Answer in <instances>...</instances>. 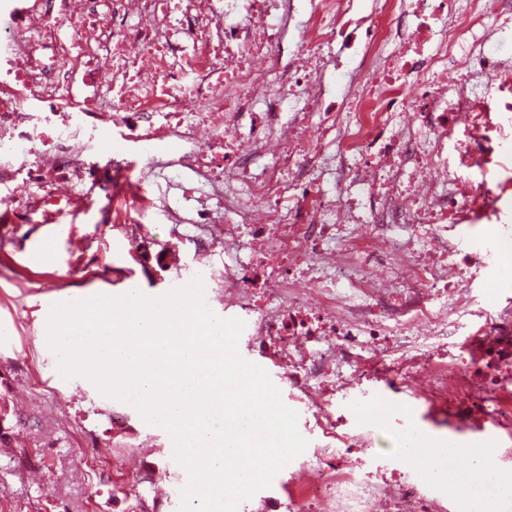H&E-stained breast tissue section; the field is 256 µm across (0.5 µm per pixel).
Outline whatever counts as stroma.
<instances>
[{
    "label": "stroma",
    "instance_id": "1",
    "mask_svg": "<svg viewBox=\"0 0 512 512\" xmlns=\"http://www.w3.org/2000/svg\"><path fill=\"white\" fill-rule=\"evenodd\" d=\"M31 185H0V394L18 416L14 447L0 448V512H178L187 473L173 458L169 434L146 423L131 405L102 395L87 378L63 379L47 344V318L58 302L97 295L122 296L128 289L161 296L198 277L202 267L192 241L182 245L177 271L157 265L167 227L149 213L147 254L130 251L126 227L112 220V199L95 185L85 188L87 210L17 216L11 198ZM383 393L370 384L356 392L348 413L375 429L372 455L393 462L404 440L383 427ZM403 420L418 438L473 445L499 440L447 422L413 391L400 394ZM121 415L122 426L112 424ZM141 475L162 476L165 495L150 484L125 485L127 465Z\"/></svg>",
    "mask_w": 512,
    "mask_h": 512
}]
</instances>
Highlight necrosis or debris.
Listing matches in <instances>:
<instances>
[{"mask_svg": "<svg viewBox=\"0 0 512 512\" xmlns=\"http://www.w3.org/2000/svg\"><path fill=\"white\" fill-rule=\"evenodd\" d=\"M359 2L0 0V185L31 182L21 211L76 206L130 168L122 150L93 163L98 144H137L143 177L177 176L178 204L148 199L169 269L186 228L200 256L223 251L225 312L315 420L283 512H453L467 487L357 457L373 433L341 404L371 381L397 414L421 381L468 429L512 437V304L474 295L485 243L457 244L512 153V60L485 53L512 0Z\"/></svg>", "mask_w": 512, "mask_h": 512, "instance_id": "necrosis-or-debris-1", "label": "necrosis or debris"}]
</instances>
